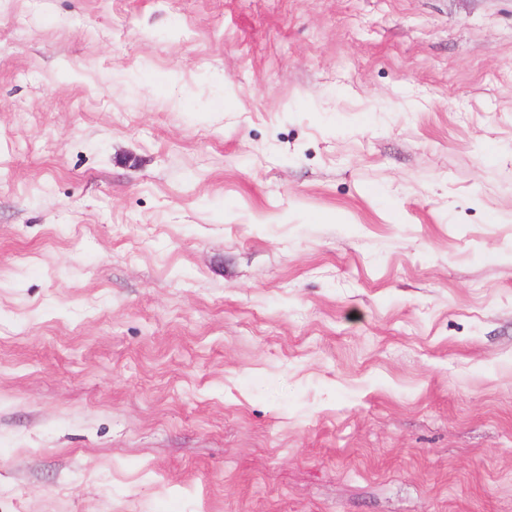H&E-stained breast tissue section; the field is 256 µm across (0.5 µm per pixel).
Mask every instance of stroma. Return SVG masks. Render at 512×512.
<instances>
[{"label":"stroma","instance_id":"35a3bbf8","mask_svg":"<svg viewBox=\"0 0 512 512\" xmlns=\"http://www.w3.org/2000/svg\"><path fill=\"white\" fill-rule=\"evenodd\" d=\"M0 512H512V0H0Z\"/></svg>","mask_w":512,"mask_h":512}]
</instances>
